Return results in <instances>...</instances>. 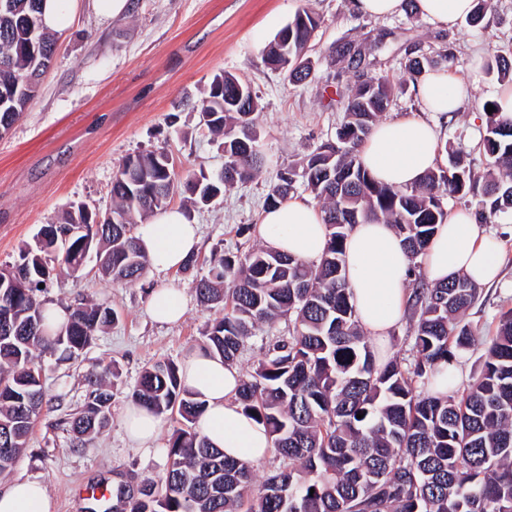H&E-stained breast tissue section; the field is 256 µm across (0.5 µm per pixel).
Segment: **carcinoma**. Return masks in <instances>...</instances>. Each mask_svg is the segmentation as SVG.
Segmentation results:
<instances>
[{"mask_svg":"<svg viewBox=\"0 0 512 512\" xmlns=\"http://www.w3.org/2000/svg\"><path fill=\"white\" fill-rule=\"evenodd\" d=\"M42 0H10L0 12V135L20 120L37 96L56 36L42 28ZM39 46L31 44L30 25ZM319 25L309 10L297 12L288 33V67H279L282 46L271 40L265 62L298 86L312 76L307 48ZM358 77L346 105L338 145L322 144L300 168L277 170L266 203L289 198L298 181L323 203L327 246L316 263L264 246L229 256L211 252L207 275L195 281L204 305L224 313L205 332V349L232 364L244 338L262 324L286 317L292 325L266 357L242 376L238 401L272 436L280 467L254 488L250 464L227 458L195 428L204 404L182 386L180 365L157 361L141 373L132 401L179 427L167 443V468L137 489L112 486L119 512H512V308L498 317L496 332L480 336L461 318L481 298L465 277L431 284L418 277L407 306L416 317L407 358L377 364L355 315L342 273L344 244L353 225H393L417 259L448 213L450 196H469L482 220L512 213V116L494 100L482 145L489 170L480 175L456 157L427 172L411 187L373 179L357 153L378 116L393 102L391 84L363 79L362 55L353 44L336 48ZM259 97L239 77L215 74L200 110L204 126L221 138L224 168L180 175L165 148L130 154L112 178V208L97 213L70 207L59 224L38 231L36 248L0 271V476L10 473L27 447L43 407L38 356L62 350L77 357L118 320L101 304L71 309L67 321L47 334L44 289L84 266L86 247L101 252L107 280L134 283L148 268L136 228L167 207L176 192L208 206L237 183L259 173ZM485 348L479 373L460 391L432 394L440 366L460 364L476 342ZM107 367L88 377L91 390L67 419L77 441L106 427L112 390ZM362 418H357V415Z\"/></svg>","mask_w":512,"mask_h":512,"instance_id":"1","label":"carcinoma"}]
</instances>
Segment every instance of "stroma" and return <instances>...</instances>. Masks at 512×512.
<instances>
[{
    "mask_svg": "<svg viewBox=\"0 0 512 512\" xmlns=\"http://www.w3.org/2000/svg\"><path fill=\"white\" fill-rule=\"evenodd\" d=\"M303 7L320 25L308 55L315 63L307 83L291 86L262 61L265 45ZM351 42L367 52L365 77H385L395 98L387 118L418 117L419 103L408 79V65L419 55L438 60L448 53L450 73L466 79L470 97L449 114L442 143L475 171L488 161L482 147L488 115L484 101L495 99L506 80L489 70L494 55L512 56V0H491L479 26L462 20L444 29L412 12L385 18L357 15L351 0H132L125 17L102 21L84 12L59 36L52 67L39 93L8 134L0 137V268L11 265L23 244L39 228L60 221L70 206L82 204L105 212L112 206L113 172L123 157L166 147L179 171L199 166L218 170L224 152L199 127L203 92L224 70L248 82L262 104L259 116L265 155L262 172L224 192L207 207L189 208L202 237L198 263L191 272H148L133 284L108 283L88 260L78 276L61 275L44 293L49 303L73 308L106 303L119 320L99 334L76 359L43 354L42 382L48 401L30 432L27 448L0 490L16 480L43 482L52 512H84L82 490L98 482L160 477L167 466L164 448L176 422L162 418L155 452L135 448L121 418L143 369L159 360L182 362L202 347L219 308L200 304L192 281L207 273L214 248L243 254L260 246L256 233L265 209L269 182L276 170L299 165L324 143L336 140L356 81L338 73L334 49ZM503 245L502 278L481 289V302L463 316L479 332L495 329L501 309L512 307V215L485 224ZM163 286L182 289L187 298L183 319L161 325L148 314L152 292ZM281 319L245 339L236 367H255L269 340L287 335ZM116 366L119 377L112 416L98 434L75 444L66 420L88 393L86 376Z\"/></svg>",
    "mask_w": 512,
    "mask_h": 512,
    "instance_id": "obj_1",
    "label": "stroma"
}]
</instances>
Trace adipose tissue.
Returning <instances> with one entry per match:
<instances>
[{
  "mask_svg": "<svg viewBox=\"0 0 512 512\" xmlns=\"http://www.w3.org/2000/svg\"><path fill=\"white\" fill-rule=\"evenodd\" d=\"M108 21L127 15L130 0H43L45 28L65 33L83 9ZM353 10L380 18L413 10L421 18L453 28L469 16L475 0H352ZM430 119L400 118L376 124L358 152L359 162L374 179L396 187L417 184L441 163L440 124L467 100V88L451 73H427L415 86ZM258 235L270 249L306 262L319 261L326 246V228L320 211L307 201L291 198L264 211ZM141 250L154 272L180 268L198 249V226L184 210L168 208L141 225ZM425 274L437 283L463 276L477 284L494 282L500 272L501 243L481 230L472 210L449 214L421 257ZM410 258L391 225H354L345 244V272L358 322L374 341L380 358H387L391 332L405 312L410 281ZM182 381L204 409L196 422L199 433L225 455L256 462L271 447L265 428L247 416L237 401L241 375L223 359L202 349L191 350L182 364ZM128 440L147 449L156 440L158 415L129 403L122 415ZM0 512H51L47 489L39 481H16L0 490Z\"/></svg>",
  "mask_w": 512,
  "mask_h": 512,
  "instance_id": "1",
  "label": "adipose tissue"
}]
</instances>
